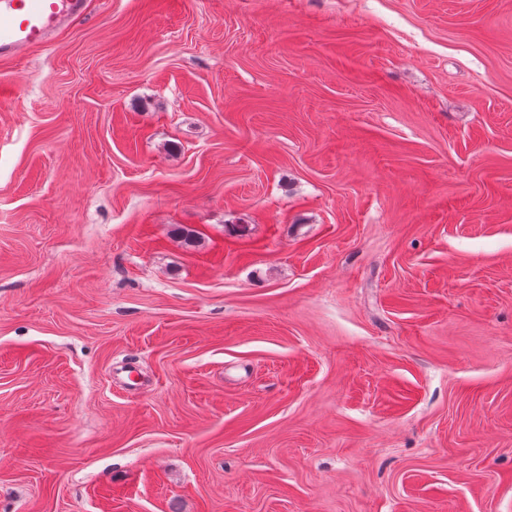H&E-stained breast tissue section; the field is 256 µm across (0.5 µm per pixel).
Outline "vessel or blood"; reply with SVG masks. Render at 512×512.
I'll list each match as a JSON object with an SVG mask.
<instances>
[{"label":"vessel or blood","mask_w":512,"mask_h":512,"mask_svg":"<svg viewBox=\"0 0 512 512\" xmlns=\"http://www.w3.org/2000/svg\"><path fill=\"white\" fill-rule=\"evenodd\" d=\"M87 8V0H0V60L49 44Z\"/></svg>","instance_id":"1"}]
</instances>
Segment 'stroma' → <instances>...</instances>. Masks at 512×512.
<instances>
[{
	"label": "stroma",
	"mask_w": 512,
	"mask_h": 512,
	"mask_svg": "<svg viewBox=\"0 0 512 512\" xmlns=\"http://www.w3.org/2000/svg\"><path fill=\"white\" fill-rule=\"evenodd\" d=\"M0 78V512H512V0H89Z\"/></svg>",
	"instance_id": "obj_1"
}]
</instances>
